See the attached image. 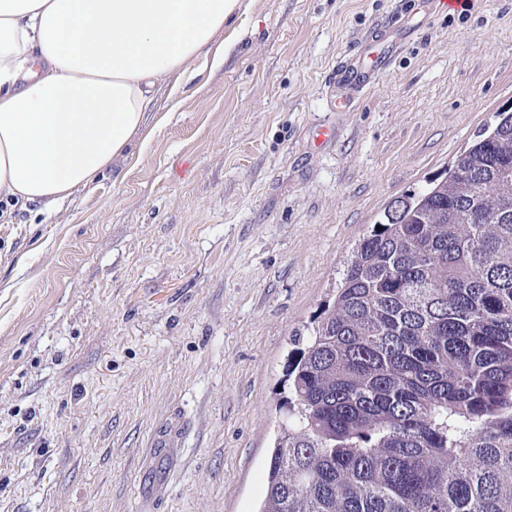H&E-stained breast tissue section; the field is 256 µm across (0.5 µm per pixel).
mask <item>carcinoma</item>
<instances>
[{
    "label": "carcinoma",
    "mask_w": 512,
    "mask_h": 512,
    "mask_svg": "<svg viewBox=\"0 0 512 512\" xmlns=\"http://www.w3.org/2000/svg\"><path fill=\"white\" fill-rule=\"evenodd\" d=\"M388 206L298 336L258 512H512V112Z\"/></svg>",
    "instance_id": "cac0c4a2"
}]
</instances>
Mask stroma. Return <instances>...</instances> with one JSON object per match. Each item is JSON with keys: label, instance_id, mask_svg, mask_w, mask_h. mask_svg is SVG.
<instances>
[{"label": "stroma", "instance_id": "35a3bbf8", "mask_svg": "<svg viewBox=\"0 0 512 512\" xmlns=\"http://www.w3.org/2000/svg\"><path fill=\"white\" fill-rule=\"evenodd\" d=\"M401 16L391 68L338 83ZM224 44L144 150L0 223V512H258L292 336L512 107V0H239Z\"/></svg>", "mask_w": 512, "mask_h": 512}]
</instances>
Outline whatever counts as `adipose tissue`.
Here are the masks:
<instances>
[{
    "label": "adipose tissue",
    "instance_id": "ef3b65f1",
    "mask_svg": "<svg viewBox=\"0 0 512 512\" xmlns=\"http://www.w3.org/2000/svg\"><path fill=\"white\" fill-rule=\"evenodd\" d=\"M239 0H0V200L55 206L129 150Z\"/></svg>",
    "mask_w": 512,
    "mask_h": 512
}]
</instances>
